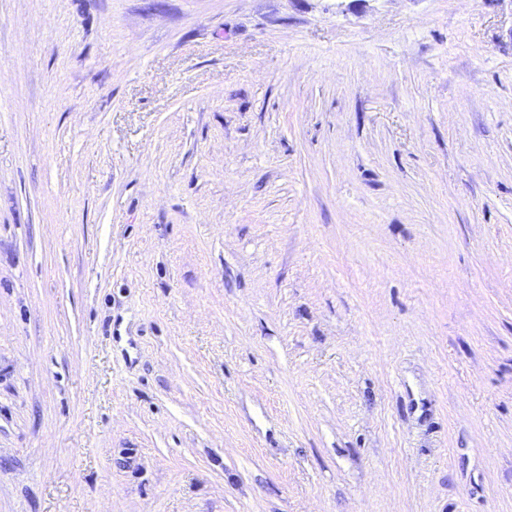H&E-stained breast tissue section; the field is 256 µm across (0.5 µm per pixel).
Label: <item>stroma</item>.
I'll list each match as a JSON object with an SVG mask.
<instances>
[{
  "label": "stroma",
  "instance_id": "stroma-1",
  "mask_svg": "<svg viewBox=\"0 0 512 512\" xmlns=\"http://www.w3.org/2000/svg\"><path fill=\"white\" fill-rule=\"evenodd\" d=\"M0 512H512V0H0Z\"/></svg>",
  "mask_w": 512,
  "mask_h": 512
}]
</instances>
